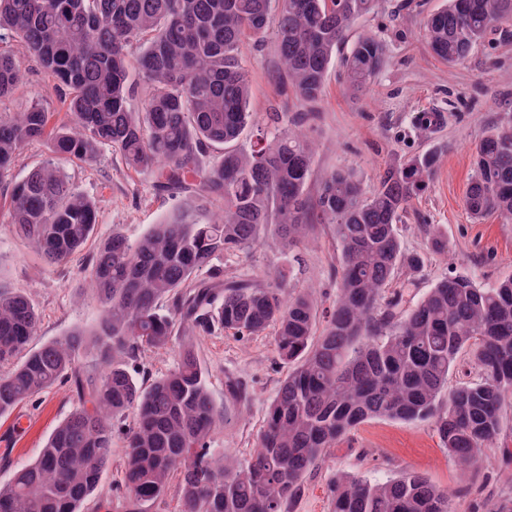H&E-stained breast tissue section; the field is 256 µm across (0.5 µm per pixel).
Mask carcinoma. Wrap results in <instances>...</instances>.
<instances>
[{
    "label": "carcinoma",
    "mask_w": 512,
    "mask_h": 512,
    "mask_svg": "<svg viewBox=\"0 0 512 512\" xmlns=\"http://www.w3.org/2000/svg\"><path fill=\"white\" fill-rule=\"evenodd\" d=\"M0 0V43L22 44L55 80L69 123L49 128L50 113L31 103L0 114V185L10 190L9 223L46 264L66 261L92 237L94 204L63 164L93 163L116 148L126 165L150 175L153 188L177 194L195 187L217 205L174 209L138 240L119 232L101 241L85 278L103 314L28 352L38 327L26 295L0 283V416L60 381L72 383L75 408L37 457L0 485V512H83L112 448L127 440L123 512L146 506L175 484L181 512H287L305 474L337 443L373 418L432 420L448 456L465 474L482 467L512 406V275L484 287L467 274L437 280L416 305L385 299L397 275L420 272L424 255L407 254L396 224L430 186L439 163L429 150L390 166L368 193L350 170L328 175L315 200L305 194L316 148L301 132L275 129L247 149L236 147L251 112L242 48L269 29L281 75L301 101L317 99L336 50L355 20L378 0ZM512 24V0H447L423 21L430 50L450 66L464 62L489 32ZM138 46L142 110L133 91L129 49ZM386 62L373 36L343 58L345 91L366 92ZM17 57L0 51V102L20 93ZM47 140L51 157L16 181L24 146ZM218 160L203 164L210 151ZM464 208L475 220L512 223V124H497L474 146ZM331 227L340 247L336 304L318 326L306 291L280 281L224 278L214 260L246 257L275 229L291 251L314 224ZM275 328V349L289 365L250 458L230 465L210 448L223 422L196 347L217 329L241 338ZM178 345L176 365L149 384L130 361ZM90 355L102 364L92 376ZM477 378L448 387L463 367ZM133 415L127 429L118 420ZM332 512H453L448 491L417 471L371 482L349 474L331 480Z\"/></svg>",
    "instance_id": "carcinoma-1"
}]
</instances>
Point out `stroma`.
<instances>
[{"mask_svg": "<svg viewBox=\"0 0 512 512\" xmlns=\"http://www.w3.org/2000/svg\"><path fill=\"white\" fill-rule=\"evenodd\" d=\"M444 3L380 0L374 12L356 20L349 41L374 35L385 42L388 54V64L370 92L357 97L344 90L341 56L333 57L321 96L305 103L282 84L274 32L244 49L252 117L239 144L248 146L260 131L270 128L273 113H282L290 127L302 129L317 145L309 195H316L322 179L337 169L352 170L370 191L385 167L428 150L439 153L441 165L430 188L411 202L398 224L404 250L426 256L411 286L398 280L391 286L392 291L402 292L406 307L445 275L466 273L488 286L512 274V224L494 216L473 222L463 205L475 140L490 125L512 122V30L489 34L467 60L448 67L421 36L424 17ZM20 61L21 92L0 107L19 112L37 101L51 112L52 125L65 121L66 106L52 78L34 59L24 55ZM422 112L442 113L443 120L419 132L415 118ZM65 172L79 191L93 198L98 224L80 253L54 267L45 266L17 238L7 222V194L0 191V281L22 291L38 311V328L29 343L33 349L99 322L102 307L82 269L101 240L115 232L137 239L176 206L195 201L189 189L177 197L155 191L149 177L128 168L112 149L104 150L97 162L66 165ZM435 231L447 237V252L428 251L429 236ZM339 256L332 230L320 226L312 242L293 251L282 252L268 242L249 256L222 257L217 264L228 276L262 280L271 275L283 280L288 289H309L320 311L326 312L336 299ZM197 354L211 397L224 412L211 445L222 449L226 459L242 461L255 449L266 409L288 367L279 360L269 330L243 339L218 330L201 337ZM231 380L245 385L248 402L228 396L226 384ZM74 405L71 385L61 382L0 417V484L37 456ZM125 446L123 436L114 437L109 465L92 496L93 501L109 503L112 512L124 500ZM406 470L418 471L446 489L454 512H485L489 504L512 491V463H502L498 454H489L481 473L466 478L449 457L434 422L371 419L351 430L318 469L305 475L304 491L290 512H330L329 485L336 473L376 482Z\"/></svg>", "mask_w": 512, "mask_h": 512, "instance_id": "obj_1", "label": "stroma"}]
</instances>
